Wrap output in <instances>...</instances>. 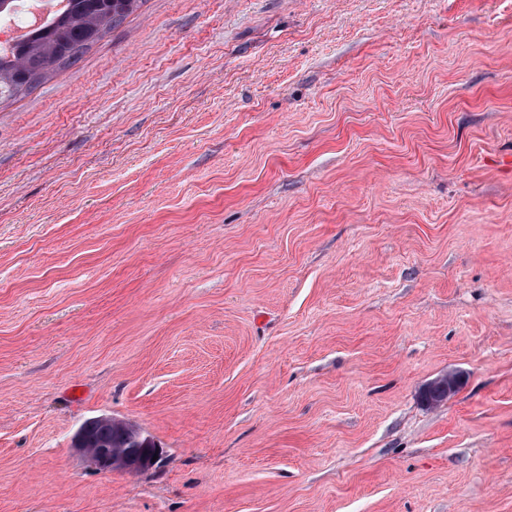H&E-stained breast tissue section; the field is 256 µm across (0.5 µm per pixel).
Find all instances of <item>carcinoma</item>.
Here are the masks:
<instances>
[{"mask_svg":"<svg viewBox=\"0 0 512 512\" xmlns=\"http://www.w3.org/2000/svg\"><path fill=\"white\" fill-rule=\"evenodd\" d=\"M142 0H66L62 10L50 15L9 50H0V103L14 99L75 63L114 27L141 6ZM94 448L139 453L154 447V440L137 426L102 417L81 426Z\"/></svg>","mask_w":512,"mask_h":512,"instance_id":"cac0c4a2","label":"carcinoma"}]
</instances>
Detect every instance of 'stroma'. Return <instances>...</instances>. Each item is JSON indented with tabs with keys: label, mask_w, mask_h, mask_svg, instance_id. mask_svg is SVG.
<instances>
[{
	"label": "stroma",
	"mask_w": 512,
	"mask_h": 512,
	"mask_svg": "<svg viewBox=\"0 0 512 512\" xmlns=\"http://www.w3.org/2000/svg\"><path fill=\"white\" fill-rule=\"evenodd\" d=\"M0 512H512V0H144L1 105ZM91 440L90 442L82 433L74 437L75 449L97 469L104 471L119 470H142L150 465V461L136 455L125 453H139L143 448L154 447V439L147 440V437L137 426L127 422H116L112 419L96 417L86 421L81 427ZM95 448H109L112 452L98 450ZM113 451L123 454H113Z\"/></svg>",
	"instance_id": "stroma-1"
}]
</instances>
